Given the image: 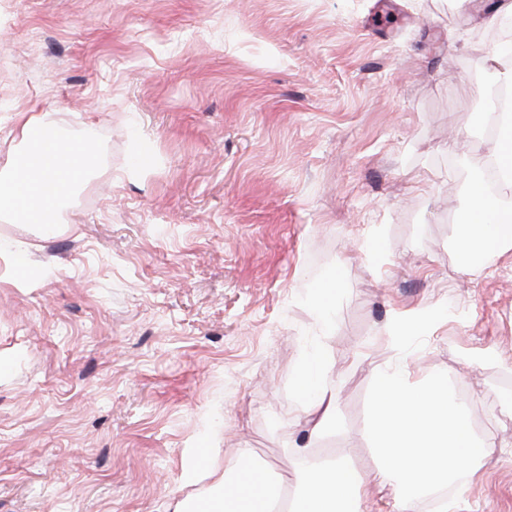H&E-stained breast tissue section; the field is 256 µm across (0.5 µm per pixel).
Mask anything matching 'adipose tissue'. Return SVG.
Instances as JSON below:
<instances>
[{
  "mask_svg": "<svg viewBox=\"0 0 512 512\" xmlns=\"http://www.w3.org/2000/svg\"><path fill=\"white\" fill-rule=\"evenodd\" d=\"M56 117L40 112L21 117L18 141L29 164L0 175V203L24 210L33 223L55 225L61 201L86 178L96 156L91 140L73 142L42 137ZM479 169L495 168L512 181V113H500L494 147ZM457 251L467 267H484L512 250V204L488 191L473 189L469 209L457 224ZM410 354L375 374L373 407L367 433L376 466L358 472L347 462L326 464L300 448V491L290 512H364L370 490L392 495L396 512H410L414 500L441 486L466 492L478 479L494 444L476 438L470 412L448 391V375L437 372L416 379ZM327 363L317 353L303 360L296 392L307 408L320 406L327 394ZM199 493L177 501L174 512H276L283 483L252 454L238 450L224 470H212Z\"/></svg>",
  "mask_w": 512,
  "mask_h": 512,
  "instance_id": "ef3b65f1",
  "label": "adipose tissue"
}]
</instances>
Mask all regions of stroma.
Segmentation results:
<instances>
[{"label": "stroma", "mask_w": 512, "mask_h": 512, "mask_svg": "<svg viewBox=\"0 0 512 512\" xmlns=\"http://www.w3.org/2000/svg\"><path fill=\"white\" fill-rule=\"evenodd\" d=\"M491 2L0 0V172L22 112L99 156L54 231L0 215V512H173L193 448L219 470L249 449L288 498L295 439L372 469L373 372L421 312L420 374L447 371L496 449L412 512H512V255L455 247L493 144ZM316 351L336 427L312 438ZM329 291L330 288L319 286L313 296V307L318 313L319 323L324 331H328L330 329L332 322ZM429 318L421 313L413 316H399L393 322L389 336L403 344L412 336L431 327L432 321ZM327 363L318 353L303 360L297 375L296 392L308 409L320 406L327 394Z\"/></svg>", "instance_id": "stroma-1"}]
</instances>
